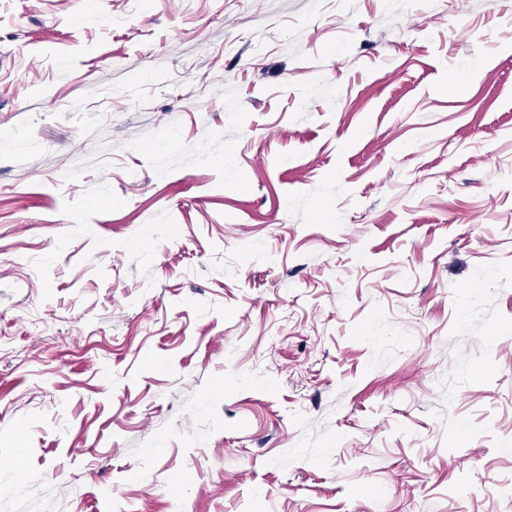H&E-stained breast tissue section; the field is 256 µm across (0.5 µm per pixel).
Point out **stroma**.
I'll return each mask as SVG.
<instances>
[{
	"label": "stroma",
	"instance_id": "obj_1",
	"mask_svg": "<svg viewBox=\"0 0 512 512\" xmlns=\"http://www.w3.org/2000/svg\"><path fill=\"white\" fill-rule=\"evenodd\" d=\"M510 438L512 0H0V512H512Z\"/></svg>",
	"mask_w": 512,
	"mask_h": 512
}]
</instances>
